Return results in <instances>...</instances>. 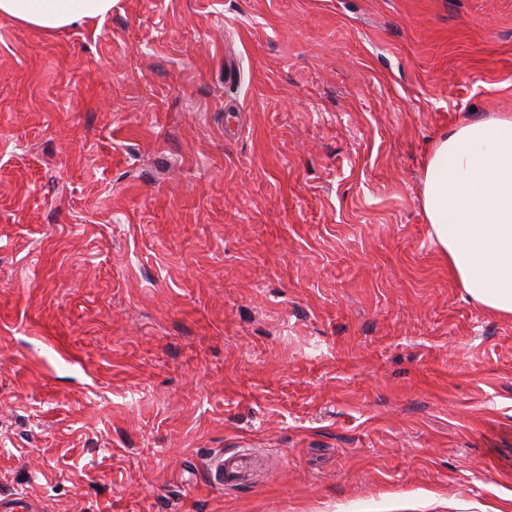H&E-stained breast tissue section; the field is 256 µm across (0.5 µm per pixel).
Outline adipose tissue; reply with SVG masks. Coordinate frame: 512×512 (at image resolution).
<instances>
[{
  "mask_svg": "<svg viewBox=\"0 0 512 512\" xmlns=\"http://www.w3.org/2000/svg\"><path fill=\"white\" fill-rule=\"evenodd\" d=\"M112 0H0L51 33L104 19ZM431 235L466 294L512 318V116L472 119L435 141L423 174Z\"/></svg>",
  "mask_w": 512,
  "mask_h": 512,
  "instance_id": "adipose-tissue-1",
  "label": "adipose tissue"
}]
</instances>
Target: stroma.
I'll list each match as a JSON object with an SVG mask.
<instances>
[{
    "label": "stroma",
    "instance_id": "obj_1",
    "mask_svg": "<svg viewBox=\"0 0 512 512\" xmlns=\"http://www.w3.org/2000/svg\"><path fill=\"white\" fill-rule=\"evenodd\" d=\"M505 112L512 0L0 17V497L512 512V319L421 200L434 141Z\"/></svg>",
    "mask_w": 512,
    "mask_h": 512
}]
</instances>
